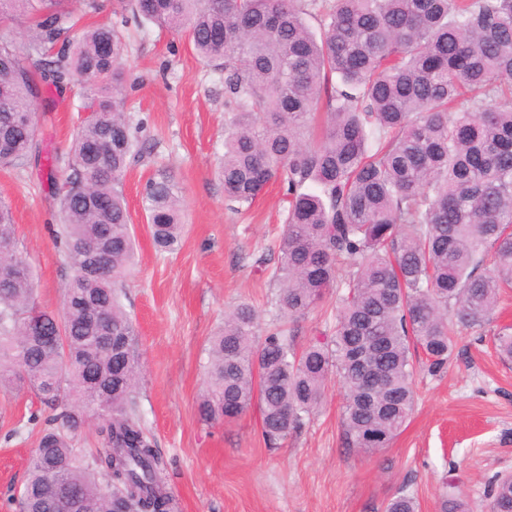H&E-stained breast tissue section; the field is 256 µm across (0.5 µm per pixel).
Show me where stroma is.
<instances>
[{
	"instance_id": "obj_1",
	"label": "stroma",
	"mask_w": 512,
	"mask_h": 512,
	"mask_svg": "<svg viewBox=\"0 0 512 512\" xmlns=\"http://www.w3.org/2000/svg\"><path fill=\"white\" fill-rule=\"evenodd\" d=\"M124 56L127 107L144 122L148 155L124 178L136 258L121 300L138 336L142 369L139 416L167 465L178 512H384L397 491L413 494L419 512H441L455 486L471 512H487L491 477L512 473V362L501 360L493 329L512 324V292L490 326L461 331L445 372L415 371L417 400L389 447L364 454L345 447L338 378L298 435L278 445L264 439L259 412L207 424L197 413L206 388L209 339L225 313L252 305L261 329L274 327L277 285L259 258L276 261L284 226L281 184L267 186L251 208L230 209L215 174L224 152V85L185 35L128 25ZM40 149H66L75 133L78 88L40 85L36 99ZM166 166L183 196L185 234L179 250L157 254L141 193ZM64 166L32 164L0 171V201L15 221L38 306L62 312L73 270L54 238L57 183ZM53 411L27 390L0 387V512L19 490L37 446L30 412Z\"/></svg>"
}]
</instances>
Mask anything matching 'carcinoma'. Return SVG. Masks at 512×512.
Wrapping results in <instances>:
<instances>
[{
	"label": "carcinoma",
	"instance_id": "carcinoma-1",
	"mask_svg": "<svg viewBox=\"0 0 512 512\" xmlns=\"http://www.w3.org/2000/svg\"><path fill=\"white\" fill-rule=\"evenodd\" d=\"M139 28L182 31L224 76V197L251 206L272 181L287 206L272 278L290 323L336 293L331 336L298 349L293 330L259 333L255 310L225 315L209 343L198 413L230 422L251 406L264 438L300 433L331 376L344 389L345 445L370 453L402 431L415 405L414 357L448 367L460 328L481 327L512 290V0H127ZM97 0H0V22H31L28 59L67 86L97 70L78 111L56 234L73 270L61 324L38 308L33 274L0 203V386L30 387L56 411L39 431L23 512H175L166 466L138 418L141 370L119 286L134 256L123 193L142 158V123L125 110L116 26L68 34ZM112 42V61L99 47ZM35 83L19 48L0 42L1 169L28 165L23 118ZM142 207L155 247H179L182 196L164 169ZM106 246L102 272H83ZM42 321L49 345L34 332ZM512 360V325L492 333ZM106 406L104 452L73 446ZM491 512H512V474L488 485ZM385 512H419L401 490Z\"/></svg>",
	"mask_w": 512,
	"mask_h": 512
}]
</instances>
